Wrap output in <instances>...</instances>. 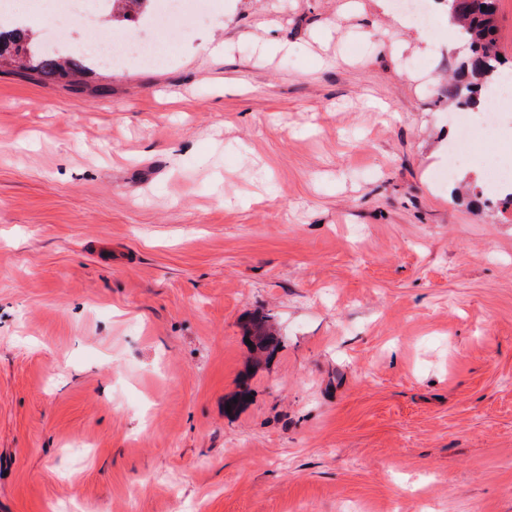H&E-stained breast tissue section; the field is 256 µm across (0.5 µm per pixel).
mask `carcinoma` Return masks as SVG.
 <instances>
[{
  "instance_id": "obj_1",
  "label": "carcinoma",
  "mask_w": 512,
  "mask_h": 512,
  "mask_svg": "<svg viewBox=\"0 0 512 512\" xmlns=\"http://www.w3.org/2000/svg\"><path fill=\"white\" fill-rule=\"evenodd\" d=\"M152 0H109L104 18L114 17L116 5H122L123 17L129 18L141 12L142 6ZM448 18L458 25L470 52L462 61L459 74L442 89L444 96L456 106L471 108L478 92L493 83L502 70L498 58L497 0H446ZM5 62L24 70L27 74L45 79L68 78L92 70L84 62L69 55L50 52L28 35V28L0 32V63ZM253 342L260 350H275L281 343L280 336L266 326V320H253Z\"/></svg>"
}]
</instances>
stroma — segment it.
<instances>
[{
	"instance_id": "1",
	"label": "stroma",
	"mask_w": 512,
	"mask_h": 512,
	"mask_svg": "<svg viewBox=\"0 0 512 512\" xmlns=\"http://www.w3.org/2000/svg\"><path fill=\"white\" fill-rule=\"evenodd\" d=\"M395 14L212 0L164 67H0V512H512V205L437 183L467 48ZM253 342L259 350H275L281 343L280 336L266 326V320L255 318L253 320Z\"/></svg>"
}]
</instances>
